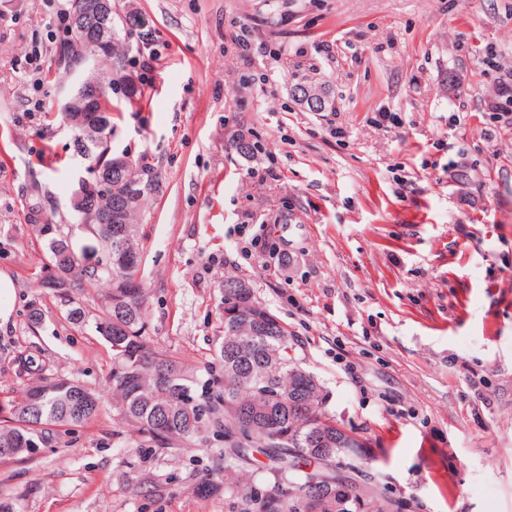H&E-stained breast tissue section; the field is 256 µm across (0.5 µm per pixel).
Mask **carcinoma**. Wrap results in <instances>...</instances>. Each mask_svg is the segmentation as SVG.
Listing matches in <instances>:
<instances>
[{"mask_svg": "<svg viewBox=\"0 0 512 512\" xmlns=\"http://www.w3.org/2000/svg\"><path fill=\"white\" fill-rule=\"evenodd\" d=\"M148 42L139 15L129 12L113 29L112 43L99 53L98 72L124 82L129 38ZM79 44L60 38L56 65L66 74L81 58ZM76 154L89 162L94 181L79 184L81 204L98 214L114 206L117 182L109 180L115 155L105 141L95 144L73 137ZM123 176L143 180V190L125 203L124 221L136 225L143 202L156 191V177L132 164ZM52 225L45 223L41 228ZM45 235L48 275L41 287L61 304L66 320L90 324L112 348L109 391L115 408L134 435L159 448L192 444L206 431L224 439V471L247 460L235 447L240 429L254 434L256 447L277 462L270 490H252L243 512H366L373 491L328 469L340 457L360 458L364 445L323 411V398L312 375L288 355V333L278 318L257 302L250 288L236 279L224 281V304L234 316L224 321V340L213 361L199 372L168 352L149 347L146 291L141 262L144 245L133 235L128 248L135 261H109L113 255L111 225L91 224L89 242L73 245L61 225ZM108 286L102 306L92 314L75 301L85 288ZM101 396L68 379H41L16 389L11 417L0 424V460L31 455L50 446L52 431L74 430L94 420Z\"/></svg>", "mask_w": 512, "mask_h": 512, "instance_id": "carcinoma-1", "label": "carcinoma"}]
</instances>
